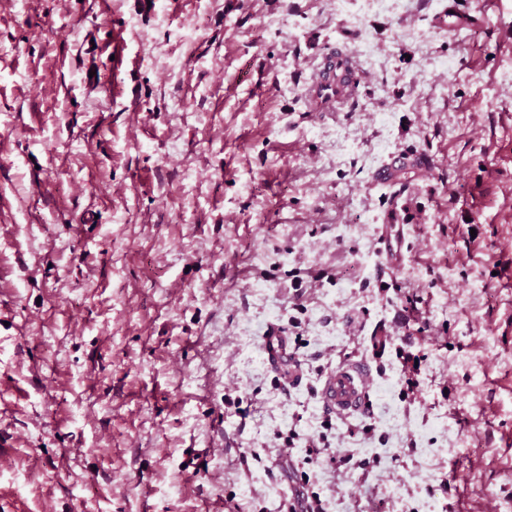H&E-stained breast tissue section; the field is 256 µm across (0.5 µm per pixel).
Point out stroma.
I'll return each instance as SVG.
<instances>
[{
    "mask_svg": "<svg viewBox=\"0 0 512 512\" xmlns=\"http://www.w3.org/2000/svg\"><path fill=\"white\" fill-rule=\"evenodd\" d=\"M467 3L455 31L448 0H0V512H281L302 483L325 512L512 504V0ZM336 46L364 78L319 112ZM393 153L399 198L371 179ZM398 285L429 322L405 400L373 350ZM359 359L371 411L324 430ZM322 436L379 462L303 464ZM299 347L297 343L294 347L290 348L289 346L288 356V346L284 336H268L266 339V350L269 361L276 365L281 364L284 359H288V362H292L294 367L299 366L301 363L297 353ZM372 383L371 366L361 360L336 367L326 380L321 400L337 417H349L361 413L368 406Z\"/></svg>",
    "mask_w": 512,
    "mask_h": 512,
    "instance_id": "1",
    "label": "stroma"
}]
</instances>
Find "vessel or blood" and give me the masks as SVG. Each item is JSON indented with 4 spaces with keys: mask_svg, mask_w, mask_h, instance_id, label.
Segmentation results:
<instances>
[{
    "mask_svg": "<svg viewBox=\"0 0 512 512\" xmlns=\"http://www.w3.org/2000/svg\"><path fill=\"white\" fill-rule=\"evenodd\" d=\"M358 83L359 77L351 53L332 48L324 54L316 70L313 91L322 107L331 110L342 103ZM403 163V156H391L389 162L374 172V184L396 185ZM371 383L372 370L367 362L361 360L340 365L326 380L321 400L336 416H351L367 408Z\"/></svg>",
    "mask_w": 512,
    "mask_h": 512,
    "instance_id": "obj_1",
    "label": "vessel or blood"
}]
</instances>
